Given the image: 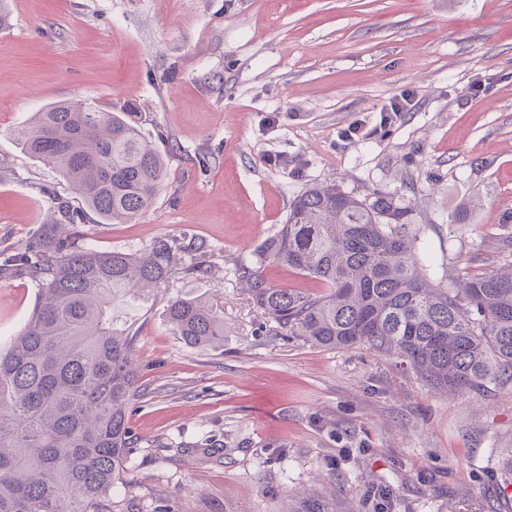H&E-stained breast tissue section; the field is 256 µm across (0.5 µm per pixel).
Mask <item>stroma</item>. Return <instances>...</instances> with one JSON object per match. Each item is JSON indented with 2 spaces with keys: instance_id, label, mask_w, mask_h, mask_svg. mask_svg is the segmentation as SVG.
<instances>
[{
  "instance_id": "obj_1",
  "label": "stroma",
  "mask_w": 512,
  "mask_h": 512,
  "mask_svg": "<svg viewBox=\"0 0 512 512\" xmlns=\"http://www.w3.org/2000/svg\"><path fill=\"white\" fill-rule=\"evenodd\" d=\"M0 252L48 233L80 200L14 130L80 99L132 112L167 157L132 224L87 214L76 245L133 252L198 238L212 271L178 277L117 313L143 395L130 409L131 495L177 512H283L309 489L353 512H512V386L443 393L363 347L277 336L235 272L317 183L408 206L429 281L503 263L512 236V0H0ZM484 93H474L475 85ZM412 111L379 129L402 90ZM363 124L365 137L338 133ZM39 287L0 279V347ZM224 316L223 343L190 348L173 296ZM212 439L224 454L188 448Z\"/></svg>"
}]
</instances>
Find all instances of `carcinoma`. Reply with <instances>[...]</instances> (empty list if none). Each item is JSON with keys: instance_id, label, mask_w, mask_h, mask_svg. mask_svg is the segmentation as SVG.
Returning <instances> with one entry per match:
<instances>
[{"instance_id": "cac0c4a2", "label": "carcinoma", "mask_w": 512, "mask_h": 512, "mask_svg": "<svg viewBox=\"0 0 512 512\" xmlns=\"http://www.w3.org/2000/svg\"><path fill=\"white\" fill-rule=\"evenodd\" d=\"M15 136L84 205L61 207L65 224L87 210L109 224L130 222L152 205L167 174L165 156L128 112L51 103ZM407 216L382 191L361 200L334 184L313 185L236 273L281 336L327 348L363 345L444 392L511 385L512 261L436 288L417 265ZM210 258L200 240L159 237L140 253H108L59 234L0 257V278L27 275L39 286L22 331L0 350V512H118L114 493L132 486L129 409L141 390L135 336L114 306L179 274L204 276ZM268 261L327 291L268 284ZM166 319L192 348L224 340V316L205 300L172 297ZM288 512L338 510L312 492Z\"/></svg>"}]
</instances>
